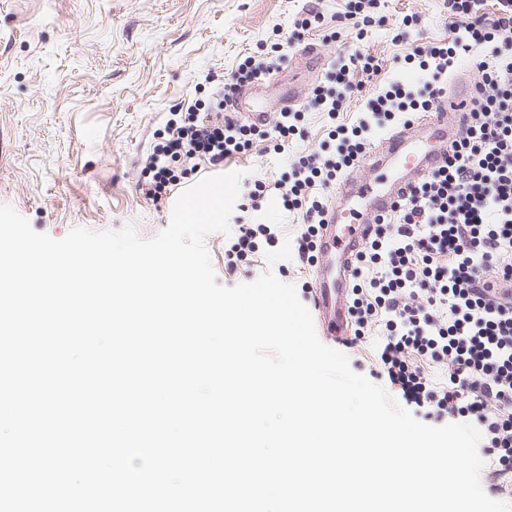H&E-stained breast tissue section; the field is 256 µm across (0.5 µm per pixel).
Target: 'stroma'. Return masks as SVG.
I'll list each match as a JSON object with an SVG mask.
<instances>
[{
    "instance_id": "obj_1",
    "label": "stroma",
    "mask_w": 512,
    "mask_h": 512,
    "mask_svg": "<svg viewBox=\"0 0 512 512\" xmlns=\"http://www.w3.org/2000/svg\"><path fill=\"white\" fill-rule=\"evenodd\" d=\"M311 4L322 17L304 41L321 51L326 66L357 48L381 61L377 74H357L358 90L344 94L339 120L348 125L388 83L413 81L407 56L458 25L443 0H380L378 22L363 29L347 18L348 0H0V204L56 239L76 227L128 224L154 237L168 226L177 198L216 173L211 167L191 174L161 200L144 197L141 171L173 106L207 101L250 53L274 67L243 106L266 110L274 122L288 93L308 102L317 73L301 47H285L284 40ZM277 42L282 52L272 51ZM328 126L324 113L307 107L288 149L271 152L257 137L224 168L241 172L243 193L255 180H278L290 173L296 153L322 147ZM258 221L279 227L278 243L233 272L224 267L225 234L206 237L218 284L269 271L311 304L313 268L296 256L301 212L272 200ZM380 343L371 336L341 348L353 371L379 385Z\"/></svg>"
}]
</instances>
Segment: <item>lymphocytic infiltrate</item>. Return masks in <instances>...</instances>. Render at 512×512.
I'll return each mask as SVG.
<instances>
[{"instance_id":"1","label":"lymphocytic infiltrate","mask_w":512,"mask_h":512,"mask_svg":"<svg viewBox=\"0 0 512 512\" xmlns=\"http://www.w3.org/2000/svg\"><path fill=\"white\" fill-rule=\"evenodd\" d=\"M464 25L423 49L419 82L389 84L369 100L357 124L328 132L337 152L298 157L290 177L255 181L235 218L238 230L224 246V267L237 269L274 244L276 231L250 222L251 213L274 197L284 210H304L307 225L298 256L313 261L315 237L325 222V190L366 152L377 125L396 115L428 110L448 92V72L470 60L478 77L461 132L442 164L410 187L390 213L376 216L372 233L354 260L349 309L355 336L383 335L381 373L406 402L480 429V456L494 496L512 499V58L498 47L512 41V0H444ZM491 46L489 56L478 50ZM267 65L248 56L225 75L208 112L186 107L147 157L141 185L146 198L166 195L179 177L174 164L193 172L220 166L243 153L249 125L231 111L242 87L261 79ZM380 70L376 56H340L326 85L308 105L335 118L343 98L335 85L353 90L357 73ZM447 373L433 381L430 369Z\"/></svg>"}]
</instances>
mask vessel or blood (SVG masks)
I'll use <instances>...</instances> for the list:
<instances>
[{
    "instance_id": "vessel-or-blood-1",
    "label": "vessel or blood",
    "mask_w": 512,
    "mask_h": 512,
    "mask_svg": "<svg viewBox=\"0 0 512 512\" xmlns=\"http://www.w3.org/2000/svg\"><path fill=\"white\" fill-rule=\"evenodd\" d=\"M469 104L468 88L456 84L448 98L440 100L427 115V129L430 138L451 141L453 128L448 123V115L461 112ZM409 127L389 131L383 140L390 154H393L410 179L417 180L429 175L438 165L436 153L412 148ZM397 190L382 191L370 185L359 192H351L347 184L337 188V202L326 214L322 253L324 261L320 265L314 284V307L319 315L322 332L325 336L342 341L348 331L347 294L350 261L364 241V226L348 225L344 232H337L336 226L350 213L353 203L365 204L372 212L388 210Z\"/></svg>"
}]
</instances>
